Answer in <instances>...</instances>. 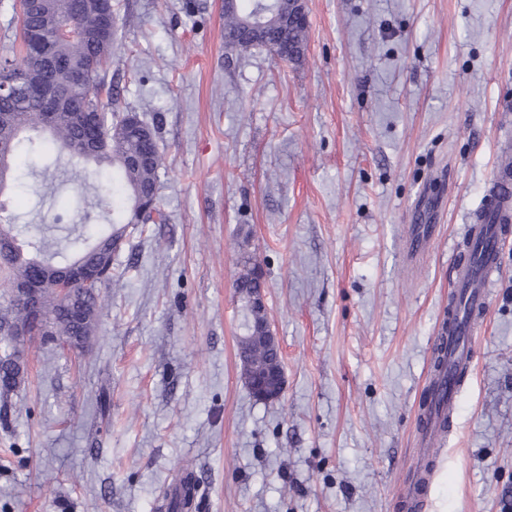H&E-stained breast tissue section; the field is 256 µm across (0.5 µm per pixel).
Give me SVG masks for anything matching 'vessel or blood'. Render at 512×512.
Returning a JSON list of instances; mask_svg holds the SVG:
<instances>
[{"label": "vessel or blood", "mask_w": 512, "mask_h": 512, "mask_svg": "<svg viewBox=\"0 0 512 512\" xmlns=\"http://www.w3.org/2000/svg\"><path fill=\"white\" fill-rule=\"evenodd\" d=\"M512 231V168L497 165L488 182L483 202L471 224L464 228L468 238L478 243L475 261L455 264L448 293V317L443 320L434 347L443 356L441 365L431 368L428 376L427 406L419 417L418 446L424 462L412 474L408 495L402 502L403 512H420L429 493L435 467L434 458L445 437L453 430L461 387L458 373H472L475 316L488 305L500 274L501 245ZM433 227L415 224L411 227L408 253L419 258L425 251Z\"/></svg>", "instance_id": "obj_1"}]
</instances>
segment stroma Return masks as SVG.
<instances>
[{
	"label": "stroma",
	"instance_id": "obj_1",
	"mask_svg": "<svg viewBox=\"0 0 512 512\" xmlns=\"http://www.w3.org/2000/svg\"><path fill=\"white\" fill-rule=\"evenodd\" d=\"M301 61L224 44V0H115L102 82L157 125L89 350L35 339L0 397V512H398L461 229L512 140V0H307ZM96 165L0 202L53 242L104 224ZM436 232L409 262L410 213ZM265 271L281 398L246 387L240 255ZM422 512H512V235Z\"/></svg>",
	"mask_w": 512,
	"mask_h": 512
}]
</instances>
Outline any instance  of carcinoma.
Returning <instances> with one entry per match:
<instances>
[{"instance_id": "1", "label": "carcinoma", "mask_w": 512, "mask_h": 512, "mask_svg": "<svg viewBox=\"0 0 512 512\" xmlns=\"http://www.w3.org/2000/svg\"><path fill=\"white\" fill-rule=\"evenodd\" d=\"M288 7L289 0H237L231 10L224 13V37L241 53L259 47V42L239 40V31L250 22L271 21L276 13L288 10ZM27 25L55 38L59 62L48 64L27 54L19 59L0 61V76L13 68L24 67L32 83H50L62 92L72 89L76 74L89 77L82 102L87 109L100 113L94 154L86 156L78 142V124L75 114L70 111L55 114L47 132V142L76 167L84 168L92 161L112 164V186L100 187L99 200V206L112 213V223L108 232L96 237L84 233L67 236L66 244L52 253L45 246L47 228L38 227L35 233L23 238L24 229L15 223V218L1 216L0 240L13 241L15 248L10 256L0 258V264L13 283L34 276L46 282L41 314L52 328L49 337H56L70 349L82 353L99 331L105 309L100 289L113 279V274L109 270L98 283L73 288L66 295L55 288L57 275L73 264L100 266L105 255L112 251V246L126 238L127 228L135 220L133 206L137 198L143 193H159L158 172L162 155L158 150L155 127H150L151 138H143L140 134L143 120L137 114H121L114 109L113 96H108L104 102L94 94L116 43L110 35L97 41L81 37L83 29H99L98 14L79 13V0H42L40 9L27 17ZM272 40L288 47V61H299L306 48L307 27L293 24L276 28L272 31ZM39 114V106L32 100L0 101V145L8 151L0 171V192L7 187L19 153L42 154L45 141L29 135L38 129ZM257 267L259 264L252 258L243 260L242 270L234 283L235 290L263 287V283L254 278ZM30 318L31 313L13 296L0 303V344L3 350L10 347L3 331ZM22 379V367L12 365L7 356H0V395L14 391Z\"/></svg>"}]
</instances>
